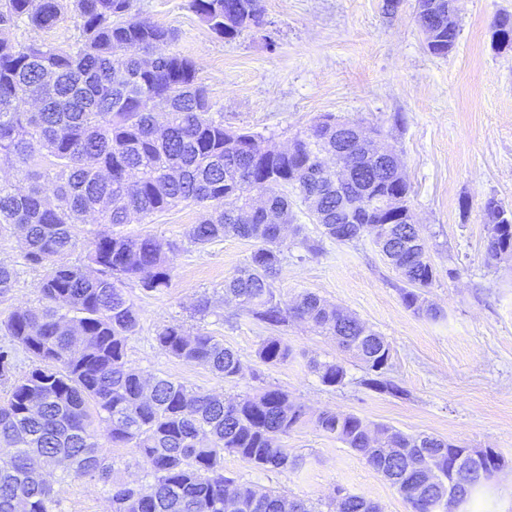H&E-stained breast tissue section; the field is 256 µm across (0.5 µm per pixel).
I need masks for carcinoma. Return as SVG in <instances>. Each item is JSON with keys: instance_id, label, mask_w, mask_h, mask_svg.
<instances>
[{"instance_id": "cac0c4a2", "label": "carcinoma", "mask_w": 512, "mask_h": 512, "mask_svg": "<svg viewBox=\"0 0 512 512\" xmlns=\"http://www.w3.org/2000/svg\"><path fill=\"white\" fill-rule=\"evenodd\" d=\"M218 37L233 39L259 25L261 0H192ZM75 19L78 37L67 46L0 38V166L22 174L18 184L0 175V234L19 230L25 258L41 268L42 305L16 309L0 332L31 358L23 376L12 373L11 351L0 349V512H55L57 493L34 472L59 470L111 484L112 512H316L301 499L259 490L224 476V453L261 469L288 471L296 459L280 436L305 422L304 405L269 388L235 400L193 390L166 377L146 378L126 359L140 314L122 285L136 279L146 291L168 287L177 244L151 236L104 230L89 244L84 264H69L73 226L97 212L100 224L143 219L182 202L205 206L187 231L196 246L224 237L251 239L246 266L224 283V293L270 326L288 318L312 323L335 338L367 371L364 385L399 397L384 378L390 346L341 306L306 293L289 307L272 281L284 259L286 228L294 224V193L313 223L337 242L373 239L406 287L401 299L416 314L438 310L423 297L436 279L409 205L410 187L397 157L378 150L331 113L320 116L288 149L245 130L224 127L212 111L195 63L171 49L173 31L131 13V0H0V30L54 26ZM415 19L436 32L429 52L445 57L459 25L448 0H416ZM166 115L156 125L154 114ZM341 154L350 169L336 184L327 158ZM486 254L512 255V209L485 205ZM158 347L180 361L209 368L226 381L244 371L234 350L179 324L162 327ZM263 363L288 360L291 349L269 336L259 345ZM322 383L341 384L339 362L314 363ZM36 410H29L30 406ZM111 444L138 450L150 480L112 482L94 421ZM314 426L342 442L381 472L411 512H434L452 489L462 495L492 480L502 456L465 459L466 449L426 434L407 435L351 413L325 410ZM336 512H379L365 498L337 490Z\"/></svg>"}]
</instances>
